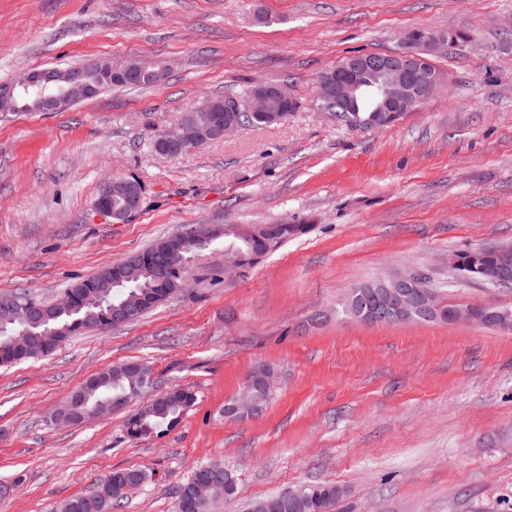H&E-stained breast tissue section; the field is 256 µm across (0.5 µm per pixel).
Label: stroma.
I'll return each mask as SVG.
<instances>
[{
	"instance_id": "35a3bbf8",
	"label": "stroma",
	"mask_w": 512,
	"mask_h": 512,
	"mask_svg": "<svg viewBox=\"0 0 512 512\" xmlns=\"http://www.w3.org/2000/svg\"><path fill=\"white\" fill-rule=\"evenodd\" d=\"M416 28L467 36L431 58L444 85L386 129L327 118L318 76ZM103 57L168 74L63 112L0 114V294L55 301L196 224L310 230L233 272L216 242L191 288L140 319L0 367V512H54L133 467L151 477L118 512H171L212 460L238 475L224 512L316 483L345 489L337 512H512V330L337 313L351 288L409 269L449 301L512 307V288L448 269L449 253L512 243V0H0V84ZM258 82L287 85V122L155 150L190 109ZM112 177L142 190L120 224L95 208ZM132 360L156 390L196 393L176 428L132 438L122 411L52 422L86 379ZM258 366L273 374L262 413L225 419Z\"/></svg>"
}]
</instances>
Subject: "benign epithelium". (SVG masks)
Instances as JSON below:
<instances>
[{"mask_svg":"<svg viewBox=\"0 0 512 512\" xmlns=\"http://www.w3.org/2000/svg\"><path fill=\"white\" fill-rule=\"evenodd\" d=\"M448 36L435 35L421 29L407 32L402 39L404 50L380 56L358 54L346 59L336 69L321 76L319 80V98L336 99V102L349 108L359 92H370L379 98L375 111L379 112L377 121L388 124L405 113L418 107L427 92L443 83V77L437 70L427 67L428 56L447 46ZM95 74L87 71L77 72L71 69H41L23 73L7 87L0 90V99L5 102L15 101L20 92L38 89V97L33 112H61L72 104L97 96L101 86L112 83V79L126 76L155 78L158 72L155 63L133 60L114 64L106 60H95ZM292 100L288 90L282 85L259 86L254 88L246 106L251 112H265L271 119L279 118L274 106L285 107ZM197 112H210V120L190 130L186 124L164 134L157 145V150L168 156H179L191 148L199 147L212 140L224 137L238 127V124L224 118V113L234 112L232 103L219 107L211 103L195 108ZM130 193L129 206L119 217L124 222L142 202L141 191L131 192L128 181H109L104 186L107 195L112 191ZM219 229L207 225L195 227L193 233L174 236L167 240L165 252H181L190 245L212 239ZM419 273L402 272L390 279V287L376 296L372 312V322L391 323L412 320L417 317L435 319L439 317V307L432 297L415 288ZM156 279L162 283L171 282L181 289L186 277L175 276L173 267L166 262L156 271ZM0 307L15 313L28 324L21 335L14 337L15 344L30 348L61 336V331L42 328L46 320L53 315H60L72 309L69 295L56 299L50 309L36 306L29 302L21 303L9 296L0 297ZM448 321L464 322L487 327L490 322L484 319L473 304H460L448 312ZM255 378H248L232 405L226 413L236 419L252 418L257 415L262 405L256 392ZM103 416L97 409L87 406L86 394L78 389L65 400L53 416V422L82 425Z\"/></svg>","mask_w":512,"mask_h":512,"instance_id":"benign-epithelium-1","label":"benign epithelium"}]
</instances>
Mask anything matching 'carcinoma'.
Returning a JSON list of instances; mask_svg holds the SVG:
<instances>
[{
    "label": "carcinoma",
    "instance_id": "cac0c4a2",
    "mask_svg": "<svg viewBox=\"0 0 512 512\" xmlns=\"http://www.w3.org/2000/svg\"><path fill=\"white\" fill-rule=\"evenodd\" d=\"M374 99L364 96L358 100L353 112L337 113L336 123L348 129H365L372 127V109ZM309 228L307 224H280L271 237H252L250 239L238 235L233 229H227L224 238L228 239L227 247L249 253L250 260L276 249L282 242L305 233ZM166 240H160L148 249L139 252L137 266L130 268L117 261L111 266L99 271L95 275L73 283L68 289L73 293L74 309L70 314L61 315L48 322L50 328H64L67 338L79 334L86 329H103L110 325L108 318L109 308L128 302L135 296L152 290L154 286L153 268L157 252L165 246ZM483 269L473 271L474 280L491 284V280L498 273V257L485 252L481 255ZM105 274L112 276L115 286L109 294H104L99 288L101 277ZM377 281L363 283L350 290V293L341 304L339 313L367 322L368 312L374 301L373 286ZM24 324L16 317L7 319L0 314V366H9L20 363L26 359H38L50 355L58 345H45L32 351L28 356L20 357L21 350L10 341ZM140 378L127 369V363L112 366V383L100 388L90 399V403L104 402L119 395L128 394L134 398L140 394ZM195 404V394L187 392L183 399L166 397L156 402V413L143 419L129 416L125 420L126 433L131 437L146 435L153 432L169 431L175 428L182 420L184 414ZM117 476L129 477L125 488L112 494L108 500H103L96 492L90 494H77L64 500L57 512H111L112 502L123 499L126 490L144 483L147 473L141 468H125L112 470ZM205 481L209 485L207 502L204 512H222L224 501L233 497L236 491V474H229L214 478L206 472L204 465H196L188 479L182 484L187 492H192L194 483ZM345 497V490L335 484H315L303 487L294 492H284L254 502L250 512H297L291 503L303 501L306 504L304 512H335L338 504Z\"/></svg>",
    "mask_w": 512,
    "mask_h": 512
}]
</instances>
